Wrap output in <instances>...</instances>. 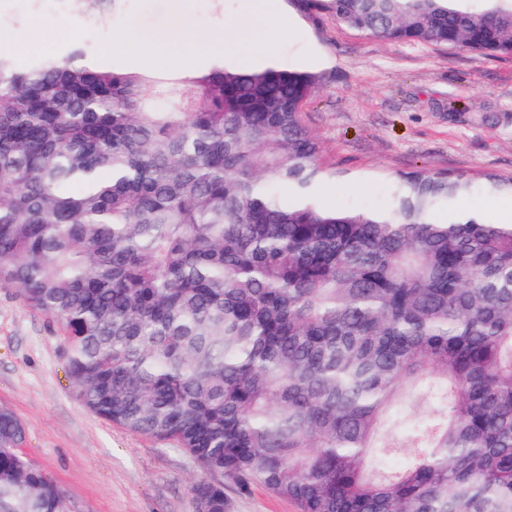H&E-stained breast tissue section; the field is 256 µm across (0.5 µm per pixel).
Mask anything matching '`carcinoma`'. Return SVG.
Segmentation results:
<instances>
[{
	"instance_id": "cac0c4a2",
	"label": "carcinoma",
	"mask_w": 512,
	"mask_h": 512,
	"mask_svg": "<svg viewBox=\"0 0 512 512\" xmlns=\"http://www.w3.org/2000/svg\"><path fill=\"white\" fill-rule=\"evenodd\" d=\"M87 28L123 0H66ZM295 0L388 42L512 57V0ZM319 76L222 60L184 76L87 41L0 50V287L56 320L77 399L298 512H512V224L434 210L409 172L384 209L330 207L302 121ZM425 413L386 431L396 397ZM0 411V512L65 490ZM401 457L390 471L385 461Z\"/></svg>"
}]
</instances>
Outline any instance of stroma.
I'll return each instance as SVG.
<instances>
[{
  "instance_id": "1",
  "label": "stroma",
  "mask_w": 512,
  "mask_h": 512,
  "mask_svg": "<svg viewBox=\"0 0 512 512\" xmlns=\"http://www.w3.org/2000/svg\"><path fill=\"white\" fill-rule=\"evenodd\" d=\"M190 34L259 54L262 42L240 44L242 0H187ZM175 0H124L107 28L87 34L67 0H0V31L18 63L54 54L89 37L112 48L117 28L147 31L172 24ZM283 63L317 72L320 83L303 122L330 173L318 196L329 206L382 208L389 187L417 169L472 182L437 219L470 205L495 223L498 200L488 176L512 177V58H489L459 47L387 43L336 25L327 14L299 11L280 0L268 33ZM25 430L23 451L66 491L76 512H197L190 486L202 470L182 448L99 418L76 398L58 324L0 287V408ZM228 512H297L263 487L239 491L225 481Z\"/></svg>"
}]
</instances>
